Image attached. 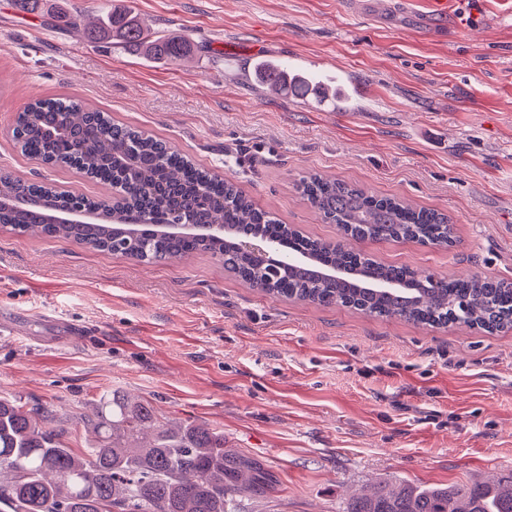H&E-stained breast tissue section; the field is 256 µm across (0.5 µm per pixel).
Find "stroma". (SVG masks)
Returning <instances> with one entry per match:
<instances>
[{"label":"stroma","mask_w":512,"mask_h":512,"mask_svg":"<svg viewBox=\"0 0 512 512\" xmlns=\"http://www.w3.org/2000/svg\"><path fill=\"white\" fill-rule=\"evenodd\" d=\"M110 0L195 47L156 62L0 0V170L112 190L23 157L11 128L70 97L235 177L261 208L334 240L310 171L448 213L453 246L355 240L385 264L512 282V0ZM272 59L359 90L346 110L258 82ZM222 430L277 486L242 512H346L377 484L512 474V330L376 319L258 293L209 254L144 263L0 226V397L86 447L101 396Z\"/></svg>","instance_id":"35a3bbf8"}]
</instances>
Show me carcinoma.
I'll list each match as a JSON object with an SVG mask.
<instances>
[{
	"instance_id": "obj_1",
	"label": "carcinoma",
	"mask_w": 512,
	"mask_h": 512,
	"mask_svg": "<svg viewBox=\"0 0 512 512\" xmlns=\"http://www.w3.org/2000/svg\"><path fill=\"white\" fill-rule=\"evenodd\" d=\"M54 26L82 29L90 42L117 40L158 60L176 62L189 53L184 39L142 27L132 10L102 6L97 19L59 9ZM268 83L288 85V66L268 64ZM67 129L58 141L51 130ZM21 153L46 164L76 170L118 192L115 207L53 186L0 172V224L38 232L142 262L164 263L208 253L252 287L267 294L324 307L343 306L378 318L432 326L464 325L494 332L512 328V284L481 275L465 280L420 275L407 266L386 265L345 246L344 240H408L448 247V215L409 199L374 195L338 179L310 173L297 189L343 239L335 243L302 235L274 213L258 207L231 176L198 166L168 142L70 99L29 103L12 130ZM83 205L102 212L98 224H49L51 208ZM227 225L229 243L203 229L171 235L151 224ZM270 239L282 257L308 261L277 277L232 242ZM396 282L380 293L371 280ZM40 406L26 408L0 398V505L11 512H236L239 498L275 489L272 475L251 460L224 451V432L207 424L168 427L153 407L114 393L99 400L95 438L82 453L67 447V428H50ZM347 512H512L507 488L488 483L418 488L379 485L352 498Z\"/></svg>"
}]
</instances>
